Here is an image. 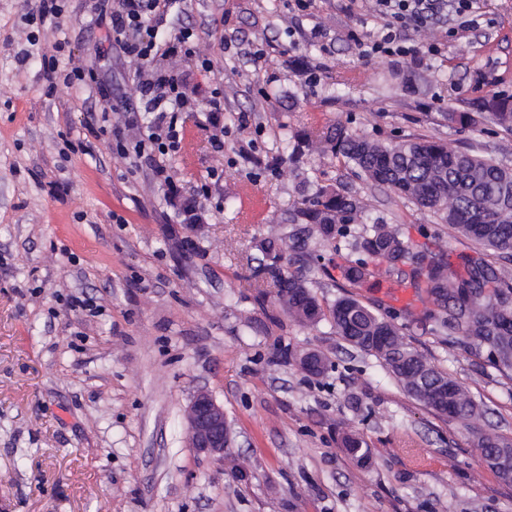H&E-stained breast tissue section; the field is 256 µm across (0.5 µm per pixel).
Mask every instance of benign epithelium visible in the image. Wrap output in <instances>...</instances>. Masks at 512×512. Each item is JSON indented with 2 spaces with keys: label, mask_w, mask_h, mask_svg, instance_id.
Instances as JSON below:
<instances>
[{
  "label": "benign epithelium",
  "mask_w": 512,
  "mask_h": 512,
  "mask_svg": "<svg viewBox=\"0 0 512 512\" xmlns=\"http://www.w3.org/2000/svg\"><path fill=\"white\" fill-rule=\"evenodd\" d=\"M188 445L224 461V449L230 447L231 434L224 407L207 390L194 393L186 410Z\"/></svg>",
  "instance_id": "7a95c632"
}]
</instances>
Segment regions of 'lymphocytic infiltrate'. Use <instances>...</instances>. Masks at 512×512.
Returning a JSON list of instances; mask_svg holds the SVG:
<instances>
[{
    "instance_id": "obj_1",
    "label": "lymphocytic infiltrate",
    "mask_w": 512,
    "mask_h": 512,
    "mask_svg": "<svg viewBox=\"0 0 512 512\" xmlns=\"http://www.w3.org/2000/svg\"><path fill=\"white\" fill-rule=\"evenodd\" d=\"M437 0H376L380 13L389 22L381 35L364 42L366 55L377 58H405L412 51L401 33L403 29L428 28L435 14ZM167 0H120L112 12V37L130 60L139 64L135 71L134 90L145 99L154 113L153 126L146 139L134 147L136 154L156 152L167 155L180 143V113L189 111L190 102L183 90V79L175 74L148 70L147 65L160 55L193 57L195 33L180 31L173 44H162L154 20L165 9Z\"/></svg>"
}]
</instances>
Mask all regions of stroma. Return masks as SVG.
<instances>
[{"instance_id": "35a3bbf8", "label": "stroma", "mask_w": 512, "mask_h": 512, "mask_svg": "<svg viewBox=\"0 0 512 512\" xmlns=\"http://www.w3.org/2000/svg\"><path fill=\"white\" fill-rule=\"evenodd\" d=\"M94 3L63 0L55 29L35 0H0V512H512V484L472 437L512 439V377L410 325L412 346L479 404L464 431L329 321L289 317L248 268L268 234L291 243L307 183H343L366 221L447 242V225L351 166L316 151L293 164L280 145L346 121L382 142L433 139L512 164V133L448 122L512 95V0H475V27L433 24L432 58L408 30L412 60L363 54L360 39L385 23L375 0H312L304 14L293 0H173L157 27L169 38L194 29L211 67L152 63L182 71L193 106L165 183L149 158L118 152L149 116ZM72 63L94 84H64ZM203 183L190 233L168 187ZM307 351L326 356L322 376L301 370ZM201 388L231 428L220 462L187 443L185 410ZM350 432L367 441L368 463L342 447Z\"/></svg>"}]
</instances>
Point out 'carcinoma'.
<instances>
[{"label":"carcinoma","instance_id":"carcinoma-1","mask_svg":"<svg viewBox=\"0 0 512 512\" xmlns=\"http://www.w3.org/2000/svg\"><path fill=\"white\" fill-rule=\"evenodd\" d=\"M480 117L512 133V96L493 94L479 112L448 113L462 129L475 126ZM317 149L352 165L370 183L439 215L452 236L471 243L470 251L415 244L395 224L369 225L355 197L325 186L290 213L293 223L303 225L290 246L292 255L274 254L251 267V277L277 288L275 300L290 317L303 324L329 319L352 347L382 360L410 397L469 427L478 405L468 392L410 346L406 325L385 319L361 297L384 282L409 287L416 295L423 292L432 308L419 317L409 308L401 314L461 336L467 348L485 349L495 369L512 372V166L436 141L381 142L341 122L321 131ZM313 237L330 248L328 262L308 250ZM311 273L334 277L336 287L344 289L327 310L309 287ZM498 444L505 456L495 473L512 484V441L501 438ZM342 445L358 460L368 458L362 436L346 434Z\"/></svg>","mask_w":512,"mask_h":512}]
</instances>
